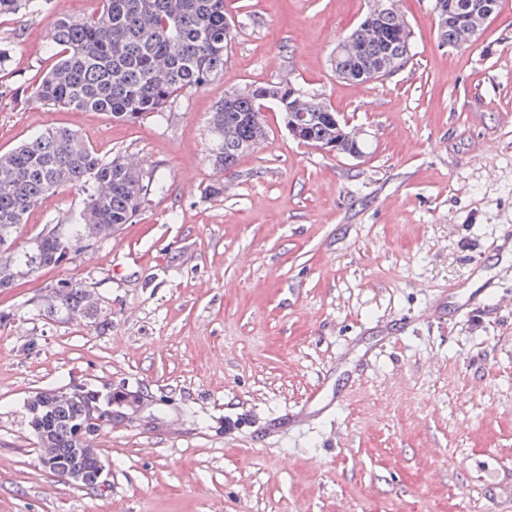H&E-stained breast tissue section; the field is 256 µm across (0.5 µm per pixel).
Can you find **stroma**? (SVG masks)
I'll list each match as a JSON object with an SVG mask.
<instances>
[{"instance_id": "obj_1", "label": "stroma", "mask_w": 512, "mask_h": 512, "mask_svg": "<svg viewBox=\"0 0 512 512\" xmlns=\"http://www.w3.org/2000/svg\"><path fill=\"white\" fill-rule=\"evenodd\" d=\"M414 56L356 85L330 60L367 0H234L223 72L135 122L26 102L60 17L0 15V153L49 127L164 179L132 223L0 292V512H512V0L442 47L434 0H401ZM289 80L363 132L368 154L294 139L278 113L223 197L207 117L227 89ZM44 197L20 230L76 223ZM67 279L86 323L39 313ZM113 394L93 444L105 483L41 467L25 403Z\"/></svg>"}]
</instances>
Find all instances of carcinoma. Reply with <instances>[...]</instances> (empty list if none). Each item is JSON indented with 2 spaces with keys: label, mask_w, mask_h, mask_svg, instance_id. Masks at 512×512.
<instances>
[{
  "label": "carcinoma",
  "mask_w": 512,
  "mask_h": 512,
  "mask_svg": "<svg viewBox=\"0 0 512 512\" xmlns=\"http://www.w3.org/2000/svg\"><path fill=\"white\" fill-rule=\"evenodd\" d=\"M100 12L78 19H57L48 33L56 62L29 90L28 99L81 112H105L121 121L164 114L180 93L206 86L224 71L235 28L225 0H101ZM502 0H450L438 17L439 45L463 46L483 24L499 13ZM37 0H0V15L35 9ZM341 43L346 51L334 72L352 83L382 79L405 67L413 57L412 34L399 12L367 9ZM270 100L283 123L299 126L298 141L338 155L363 154L349 127L315 94L288 95V82L225 91L207 119L209 157L213 167L231 174L236 162L267 136L260 104ZM86 192L78 224H56L24 246L18 230L46 195L65 187ZM166 186L154 174L135 167L122 153L104 159L67 128H47L15 149L0 154V289L73 259L82 244L112 236L132 219L151 194ZM98 299L82 283L65 280L49 293L48 317L94 319ZM112 395L87 387L77 393L60 390L33 395L36 413L29 415L40 454L58 462L56 476L78 464L92 470L101 457L97 448L77 459L84 448L78 426L91 428L109 409Z\"/></svg>",
  "instance_id": "carcinoma-1"
}]
</instances>
